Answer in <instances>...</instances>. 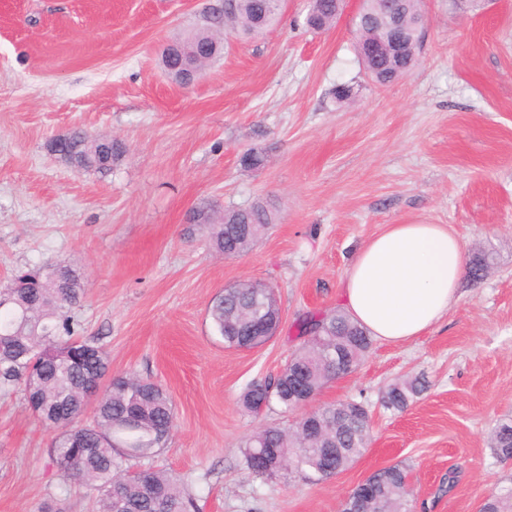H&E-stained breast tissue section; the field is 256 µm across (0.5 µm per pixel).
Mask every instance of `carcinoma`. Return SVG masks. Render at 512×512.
<instances>
[{
	"label": "carcinoma",
	"instance_id": "obj_1",
	"mask_svg": "<svg viewBox=\"0 0 512 512\" xmlns=\"http://www.w3.org/2000/svg\"><path fill=\"white\" fill-rule=\"evenodd\" d=\"M384 0H364L355 21V51L365 72L378 84L386 85L407 75L417 62L419 46L402 57L390 51L387 32L381 23ZM282 0H224V12L214 21L175 43L202 48L212 44L217 34L231 28L244 36L256 35L277 20ZM400 26L406 38L419 39L423 22V0H401ZM340 13L336 0H309L306 25L323 31L335 25ZM376 42L381 51L368 52ZM66 146L85 160L84 170L107 173L110 165L99 164L100 156L115 157L121 143L91 139L80 128L67 133ZM269 211L262 207L230 208L217 218L210 207L193 212L195 224L211 228L210 247L227 258L248 249L235 225H252L257 239L270 223ZM38 298L31 306L19 294L25 279L14 277L0 289V389L19 388L24 400L42 420L59 430L52 441V462L66 480H74L95 492L94 512H194V499L168 474L141 466L165 447L174 426L171 398L158 384L134 376L108 375L107 353L96 343L76 336L72 311L79 306L84 285L72 267L54 272L36 271ZM208 314L214 330L230 347L245 345L240 333L251 331L256 321H280L273 288H251L243 281L214 297ZM300 335L306 340L296 359L281 374L250 383L241 395V404L250 413L276 403L288 412L295 410L288 400V377L305 382L314 395L338 377L336 351L347 358L345 370L354 371L372 346L366 330L336 310L318 320H302ZM427 387L423 377L391 385L382 397L387 410L402 411ZM94 404L91 422L80 417ZM340 409L328 404L312 409L296 420L291 429L266 427L252 435L243 446L247 470L260 478H271L293 470L309 479L327 477V470H345L370 441V424L355 409L341 420ZM491 447L503 461L512 460V421L494 430ZM339 448L331 460L322 449ZM371 498L360 504L361 512H407L411 495L407 471L393 464L374 471L351 491V499ZM481 512H512V487L490 495Z\"/></svg>",
	"mask_w": 512,
	"mask_h": 512
}]
</instances>
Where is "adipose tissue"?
<instances>
[{
	"label": "adipose tissue",
	"instance_id": "obj_1",
	"mask_svg": "<svg viewBox=\"0 0 512 512\" xmlns=\"http://www.w3.org/2000/svg\"><path fill=\"white\" fill-rule=\"evenodd\" d=\"M464 247L447 224H390L356 252L341 282V307L386 343L437 325L460 298Z\"/></svg>",
	"mask_w": 512,
	"mask_h": 512
}]
</instances>
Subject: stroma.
<instances>
[{
  "label": "stroma",
  "mask_w": 512,
  "mask_h": 512,
  "mask_svg": "<svg viewBox=\"0 0 512 512\" xmlns=\"http://www.w3.org/2000/svg\"><path fill=\"white\" fill-rule=\"evenodd\" d=\"M211 0H0V286L20 270L69 264L85 296L78 336L107 352L112 374L165 389L174 428L153 464L184 483L197 512H340L387 465L406 467L412 512H479L512 486L492 430L512 419V0H424L414 68L373 82L354 50L359 0L325 32L308 0L183 88L163 49L196 27ZM352 97L337 101V85ZM79 127L123 143L112 171H74L49 140ZM264 158L257 169L241 157ZM265 205L272 222L227 258L188 223L191 209ZM388 224H448L469 268L458 303L410 342L374 341L329 383L320 405L368 408L371 440L325 480L246 469L243 442L295 416L246 411L252 381L276 376L301 348L299 322L341 306L359 246ZM274 288L281 325L251 350L227 346L208 318L225 286ZM424 375L401 412L387 386ZM55 427L0 391V512H91L49 457Z\"/></svg>",
  "instance_id": "35a3bbf8"
}]
</instances>
